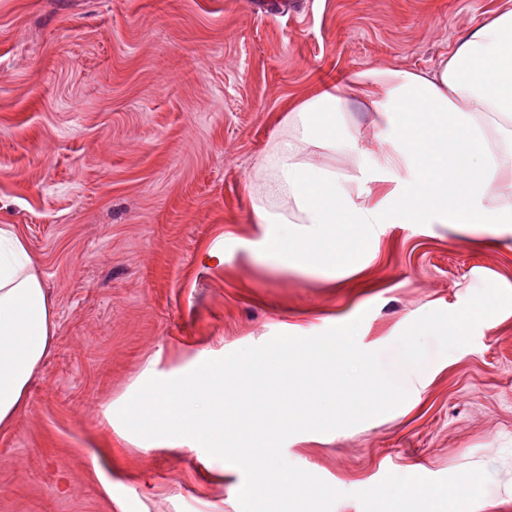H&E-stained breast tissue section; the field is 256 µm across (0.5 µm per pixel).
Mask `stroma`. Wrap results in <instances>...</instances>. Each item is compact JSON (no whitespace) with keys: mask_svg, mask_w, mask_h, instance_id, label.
<instances>
[{"mask_svg":"<svg viewBox=\"0 0 512 512\" xmlns=\"http://www.w3.org/2000/svg\"><path fill=\"white\" fill-rule=\"evenodd\" d=\"M254 2L0 0V225L25 239L55 325L0 428V512H240L238 466L108 418L145 369L176 377L356 318L389 368L420 316L512 290V234L450 224L383 225L333 279L276 271L249 193L317 85L431 68L512 0ZM405 383L386 414L292 435L286 460L340 491L332 512H375L377 491L424 512L408 485L470 475L465 512H512V308Z\"/></svg>","mask_w":512,"mask_h":512,"instance_id":"stroma-1","label":"stroma"}]
</instances>
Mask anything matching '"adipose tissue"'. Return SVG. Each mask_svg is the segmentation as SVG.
I'll return each mask as SVG.
<instances>
[{"label": "adipose tissue", "mask_w": 512, "mask_h": 512, "mask_svg": "<svg viewBox=\"0 0 512 512\" xmlns=\"http://www.w3.org/2000/svg\"><path fill=\"white\" fill-rule=\"evenodd\" d=\"M366 112L368 123L357 115ZM262 155L256 223L277 225L264 250L284 267L332 276L355 266L385 224H465L512 232V10L462 36L436 67H370L318 89L285 118ZM345 157L349 170L315 163ZM305 225L303 234L288 232ZM51 304L24 238L0 225V426L25 406L54 342ZM410 485L429 512L476 491Z\"/></svg>", "instance_id": "ef3b65f1"}]
</instances>
